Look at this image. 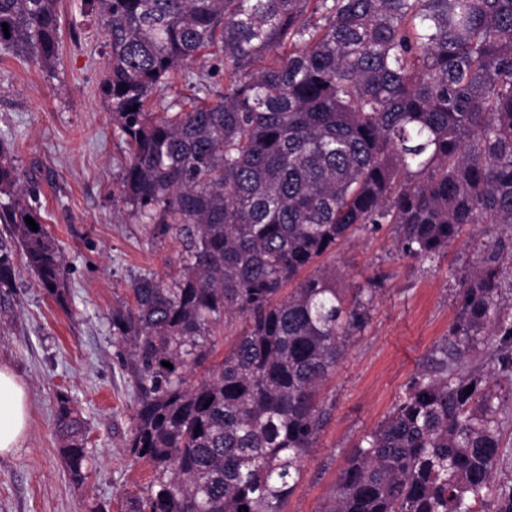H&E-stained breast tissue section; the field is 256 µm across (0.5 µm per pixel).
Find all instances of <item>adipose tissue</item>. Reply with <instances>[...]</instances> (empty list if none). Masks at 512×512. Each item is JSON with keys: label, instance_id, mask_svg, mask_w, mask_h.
I'll list each match as a JSON object with an SVG mask.
<instances>
[{"label": "adipose tissue", "instance_id": "1", "mask_svg": "<svg viewBox=\"0 0 512 512\" xmlns=\"http://www.w3.org/2000/svg\"><path fill=\"white\" fill-rule=\"evenodd\" d=\"M27 431V390L7 366L0 365V456L17 452Z\"/></svg>", "mask_w": 512, "mask_h": 512}]
</instances>
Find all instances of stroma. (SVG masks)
<instances>
[{
    "label": "stroma",
    "mask_w": 512,
    "mask_h": 512,
    "mask_svg": "<svg viewBox=\"0 0 512 512\" xmlns=\"http://www.w3.org/2000/svg\"><path fill=\"white\" fill-rule=\"evenodd\" d=\"M59 56L54 70L0 49V137L15 143L20 177L35 175L41 214L67 261L66 304L21 270L0 315V364L29 395V431L19 451L0 457V512H87L102 503L124 512L125 494L146 489L152 468L125 448L135 393L112 334L110 314L130 300L134 280L149 271L164 279L181 267L180 243L154 227L118 219L117 189L128 148L101 92L106 69L103 20L86 0H59ZM224 89V60L206 52L173 79L162 103L189 100L199 82ZM488 239L467 228L447 253L420 262L397 248L391 227L356 233L325 255L341 285L379 279L370 319L353 336L321 391L327 418L305 458L285 512H322L360 436L389 414L405 383L427 369L431 349L455 317L456 274ZM88 421L95 457L76 487L57 443L59 394Z\"/></svg>",
    "instance_id": "stroma-1"
}]
</instances>
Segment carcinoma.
<instances>
[{
	"instance_id": "obj_1",
	"label": "carcinoma",
	"mask_w": 512,
	"mask_h": 512,
	"mask_svg": "<svg viewBox=\"0 0 512 512\" xmlns=\"http://www.w3.org/2000/svg\"><path fill=\"white\" fill-rule=\"evenodd\" d=\"M89 3L104 17L102 93L129 150L118 198L185 252L177 278L147 272L112 307L135 388L126 447L154 468L125 512H284L327 415L321 387L377 288L348 295L328 268L283 287L384 224L422 261L468 225L512 229V0ZM212 47L224 93L200 83L189 103L154 110ZM0 48L53 67L57 0H0ZM14 161L1 138L0 296L22 258L61 302L66 256ZM455 307L431 368L361 436L324 512H512V485L493 488L512 416L502 242L460 277ZM226 318L245 327L211 363ZM56 436L82 485L87 421L67 396Z\"/></svg>"
}]
</instances>
